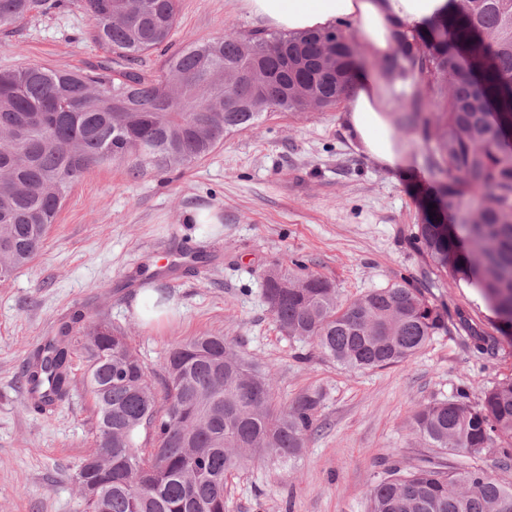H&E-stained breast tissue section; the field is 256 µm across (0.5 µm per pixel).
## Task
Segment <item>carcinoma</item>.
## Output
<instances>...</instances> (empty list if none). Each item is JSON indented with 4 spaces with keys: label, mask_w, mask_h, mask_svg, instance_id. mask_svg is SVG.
Instances as JSON below:
<instances>
[{
    "label": "carcinoma",
    "mask_w": 512,
    "mask_h": 512,
    "mask_svg": "<svg viewBox=\"0 0 512 512\" xmlns=\"http://www.w3.org/2000/svg\"><path fill=\"white\" fill-rule=\"evenodd\" d=\"M419 30L397 34L381 64L414 81L408 111L436 107L430 166L445 179L424 201L417 239L433 263L478 289L512 340V0H448ZM65 0H0V29ZM113 66L86 72L28 65L0 71V282L42 249L73 184L92 166L129 162L165 172L212 153L224 137L273 110L332 108L360 62L340 29L265 35L233 31L167 57L162 75L138 57L169 42L179 0H76ZM435 208H429V205ZM263 295L284 335L330 361L375 370L406 363L445 328L444 312L394 283L343 301L316 275L270 270ZM74 313L30 355L24 383L53 414L70 397L84 351L96 405L94 448L69 476L81 512H225L228 476L260 456L286 462L306 448L319 392L278 400L273 370L223 335L174 342L150 370L125 330L101 322L87 341ZM428 448L512 460V376L471 404L433 399L412 416ZM93 486L89 497L85 488ZM369 512H512V485L434 457L411 472L393 464L369 490Z\"/></svg>",
    "instance_id": "1"
}]
</instances>
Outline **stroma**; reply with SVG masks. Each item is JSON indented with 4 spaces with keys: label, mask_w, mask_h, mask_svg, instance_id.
Listing matches in <instances>:
<instances>
[{
    "label": "stroma",
    "mask_w": 512,
    "mask_h": 512,
    "mask_svg": "<svg viewBox=\"0 0 512 512\" xmlns=\"http://www.w3.org/2000/svg\"><path fill=\"white\" fill-rule=\"evenodd\" d=\"M261 27L240 0H181L170 48ZM111 57L75 7L0 30V70H87ZM347 107L264 114L165 174L127 163L84 173L42 250L0 282V512H80L68 476L93 446V398L76 381L68 402L45 416L27 409L21 380L28 354L77 310L122 327L150 367L177 340L221 334L273 366L282 404L322 393L296 463L253 459L229 479L226 512H369L368 490L387 466L409 471L436 454L411 429L419 405L459 392L474 401L512 376V342L472 348L469 326L494 333V313L476 289L437 269L416 238L422 199L438 186L422 122L397 128L415 172L394 179L351 143ZM199 208L215 223H186ZM277 265L333 281L344 301L407 283L443 308L446 328L407 363L343 368L280 332L263 296L264 275ZM146 287L171 306L150 324L134 311Z\"/></svg>",
    "instance_id": "stroma-1"
}]
</instances>
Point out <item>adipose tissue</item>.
I'll return each mask as SVG.
<instances>
[{
  "label": "adipose tissue",
  "instance_id": "obj_1",
  "mask_svg": "<svg viewBox=\"0 0 512 512\" xmlns=\"http://www.w3.org/2000/svg\"><path fill=\"white\" fill-rule=\"evenodd\" d=\"M447 0H245L250 14L290 32L322 28L338 21L352 22L369 55L390 56L395 37L406 28H422ZM354 93L343 119L359 149L382 169L410 175L408 146L392 122L389 93L378 71L355 69Z\"/></svg>",
  "mask_w": 512,
  "mask_h": 512
}]
</instances>
